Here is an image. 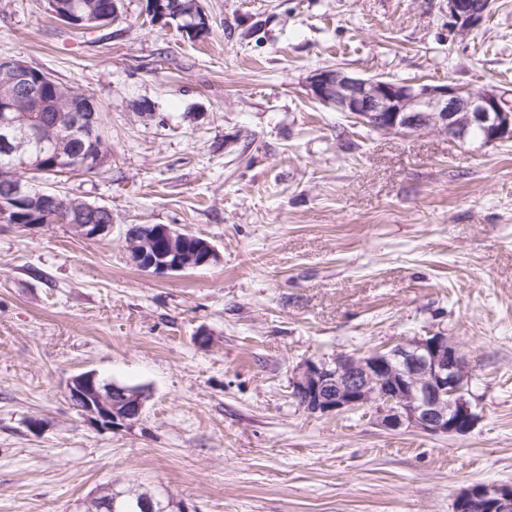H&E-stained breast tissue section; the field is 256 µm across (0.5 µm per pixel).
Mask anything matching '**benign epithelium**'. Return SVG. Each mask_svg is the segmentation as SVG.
Returning <instances> with one entry per match:
<instances>
[{
	"label": "benign epithelium",
	"mask_w": 512,
	"mask_h": 512,
	"mask_svg": "<svg viewBox=\"0 0 512 512\" xmlns=\"http://www.w3.org/2000/svg\"><path fill=\"white\" fill-rule=\"evenodd\" d=\"M448 26L457 34L479 28L490 12L491 0H447ZM119 15L90 11L58 18L68 25L97 29ZM182 17L191 21L189 31L202 37L209 20L198 0H186ZM52 81L45 73L17 59L0 60V144L23 138L47 142L59 125L80 137L94 138L99 114L93 99L65 89L51 99L39 86ZM306 89L312 99L349 115L364 127L385 135L418 136L437 133L462 145H470L473 132L483 133L480 144L512 140V93L495 87L472 90L448 82L424 84L381 77H356L343 69H318ZM55 171H94L105 167L108 156L75 154L53 149L23 160L12 173L0 176V223H15L11 202L33 200L34 212L46 215L67 206L87 217L72 228L86 238H97L112 228V210L78 198L42 191L30 194L32 175L42 172L43 159ZM179 232L166 224H153L125 236L129 260L158 274L181 272L217 260L214 246L200 240L197 250L175 252ZM472 372L459 344L441 330L409 336L393 346L361 356L338 355L333 362L308 358L295 366L292 396L311 414L322 416L369 408L377 424L388 431L412 429L430 435H465L477 421L468 399ZM72 404L104 426L138 419L146 394L108 382L93 371L76 374L66 385ZM456 512H512V485L476 484L455 499Z\"/></svg>",
	"instance_id": "1"
}]
</instances>
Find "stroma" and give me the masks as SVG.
<instances>
[{
	"label": "stroma",
	"instance_id": "stroma-1",
	"mask_svg": "<svg viewBox=\"0 0 512 512\" xmlns=\"http://www.w3.org/2000/svg\"><path fill=\"white\" fill-rule=\"evenodd\" d=\"M199 40L147 0L76 30L47 0H0V58L96 103L110 159L46 186L112 211L109 234L0 224V512H84L137 486L189 512H453L512 484V141L380 135L313 100V71L512 92V0L459 37L446 0H201ZM166 224L218 259L133 266L125 232ZM439 329L473 368L465 435L311 414L307 358ZM137 387L104 427L75 374Z\"/></svg>",
	"mask_w": 512,
	"mask_h": 512
}]
</instances>
